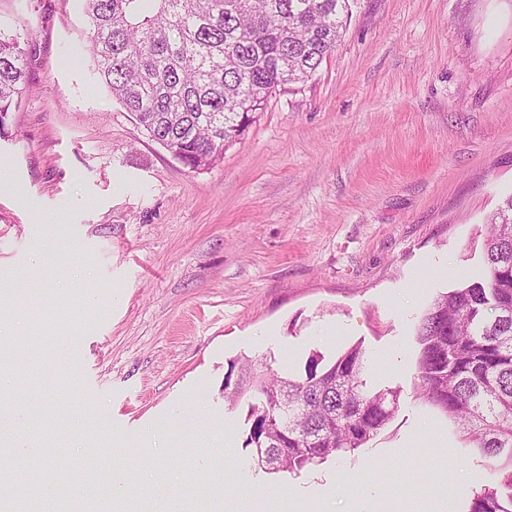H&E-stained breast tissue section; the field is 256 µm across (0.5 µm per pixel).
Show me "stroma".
I'll return each mask as SVG.
<instances>
[{
  "mask_svg": "<svg viewBox=\"0 0 512 512\" xmlns=\"http://www.w3.org/2000/svg\"><path fill=\"white\" fill-rule=\"evenodd\" d=\"M25 23L30 87L0 137V270L51 329L10 326L0 378L26 405L0 417L13 457L59 419V464L86 460L110 489L179 491L225 479L230 512H431L451 474L452 512L487 484V461L416 390L415 326L483 267L485 221L512 194V0H353L334 51L278 92L204 170L175 160L97 83L80 0H0ZM63 247L39 278L34 255ZM361 344L368 388L400 390L363 448L299 476L269 474L245 446L230 361L304 369ZM106 419L112 454L84 431ZM232 429V446L224 431Z\"/></svg>",
  "mask_w": 512,
  "mask_h": 512,
  "instance_id": "1",
  "label": "stroma"
}]
</instances>
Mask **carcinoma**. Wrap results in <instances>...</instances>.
<instances>
[{
    "label": "carcinoma",
    "instance_id": "cac0c4a2",
    "mask_svg": "<svg viewBox=\"0 0 512 512\" xmlns=\"http://www.w3.org/2000/svg\"><path fill=\"white\" fill-rule=\"evenodd\" d=\"M90 62L112 97L183 165L224 158L287 85L311 78L340 38L350 0H82ZM28 31L0 24V133L28 90ZM420 397L488 459L467 512H512V195L488 220L484 271L437 296L416 326ZM354 344L304 373L246 360L245 446L273 473L352 453L395 414L400 392L370 391ZM507 454L508 466L498 463Z\"/></svg>",
    "mask_w": 512,
    "mask_h": 512
}]
</instances>
